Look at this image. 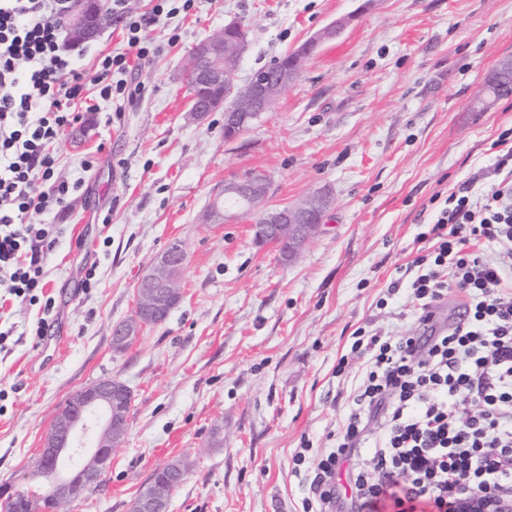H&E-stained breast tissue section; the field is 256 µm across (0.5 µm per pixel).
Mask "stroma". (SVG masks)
I'll list each match as a JSON object with an SVG mask.
<instances>
[{"instance_id":"35a3bbf8","label":"stroma","mask_w":512,"mask_h":512,"mask_svg":"<svg viewBox=\"0 0 512 512\" xmlns=\"http://www.w3.org/2000/svg\"><path fill=\"white\" fill-rule=\"evenodd\" d=\"M340 17L341 34L238 138L225 140L223 112L190 117L184 66L214 31L247 27L243 81ZM150 36L160 52L138 69L145 97L86 112L59 140L64 171L95 163L88 193L44 217L64 227L45 267L55 321L37 340V307H0L13 331L0 343V482L30 477L73 391L115 378L133 393L126 434L73 512H130L153 471L183 458L195 465L170 512H301L292 457L305 439L331 446L352 404L366 366L352 333L422 335L406 267L450 192L492 189L512 95L472 106L512 58V0H200ZM249 171L268 177L272 206L329 193L325 227L296 261L257 246L251 219L201 221ZM175 240L183 303L114 351L141 272Z\"/></svg>"}]
</instances>
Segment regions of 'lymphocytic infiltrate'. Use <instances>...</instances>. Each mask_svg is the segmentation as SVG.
I'll list each match as a JSON object with an SVG mask.
<instances>
[{"instance_id": "lymphocytic-infiltrate-1", "label": "lymphocytic infiltrate", "mask_w": 512, "mask_h": 512, "mask_svg": "<svg viewBox=\"0 0 512 512\" xmlns=\"http://www.w3.org/2000/svg\"><path fill=\"white\" fill-rule=\"evenodd\" d=\"M195 2L152 0L141 13L112 0L128 49L99 53L88 70L63 44L70 0H0V296L37 307L33 336L57 315L45 267L63 227L30 218L66 210L93 166L86 159L80 177L61 175L60 136L82 121L87 86L119 109L142 98L147 87L131 75L158 51L150 28ZM498 143L492 192L480 202L450 193L425 235L430 253L413 261L409 290L423 335L353 332L351 350L366 356V371L333 446L305 477L303 512L512 505V128ZM451 292L464 299L465 318L442 324L434 312ZM356 455L368 464L347 475L344 499L337 479Z\"/></svg>"}]
</instances>
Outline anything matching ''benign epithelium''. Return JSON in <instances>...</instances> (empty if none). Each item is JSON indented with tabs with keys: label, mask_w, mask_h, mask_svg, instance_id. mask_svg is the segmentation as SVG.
Listing matches in <instances>:
<instances>
[{
	"label": "benign epithelium",
	"mask_w": 512,
	"mask_h": 512,
	"mask_svg": "<svg viewBox=\"0 0 512 512\" xmlns=\"http://www.w3.org/2000/svg\"><path fill=\"white\" fill-rule=\"evenodd\" d=\"M342 28L341 21L329 24L296 49L297 63L283 66L272 74L259 69L240 85L236 72L249 49L248 33L234 23L224 26L219 35L206 38L192 52L191 79L196 84L197 96L189 100V111L194 118L201 119L209 112L224 110V137L237 138L270 108L274 92L286 89L297 78L300 62L306 59L304 47L333 39ZM218 87L224 89V96L214 94ZM267 194V181L258 175L224 185L225 199L235 200L244 211L262 215V222L255 225L258 239L288 240V260L292 261L320 228L326 200L317 196L306 204L283 211L266 206ZM223 200L212 202L203 215L205 222H224ZM186 259L184 245L174 241L146 270L137 284L134 315L112 331L114 347L130 344L146 326L163 323L181 303L178 268ZM131 402L130 389L112 378L100 379L70 394L45 434L36 461L35 470L45 479L46 495L71 507L84 497L89 486L104 476L112 462V451L120 444V438L113 434L127 427ZM162 471L164 484L150 494L137 496L131 512H169L171 497L166 490L181 483L184 474L170 463ZM19 497L18 481L0 483L3 512L12 508Z\"/></svg>",
	"instance_id": "7a95c632"
}]
</instances>
